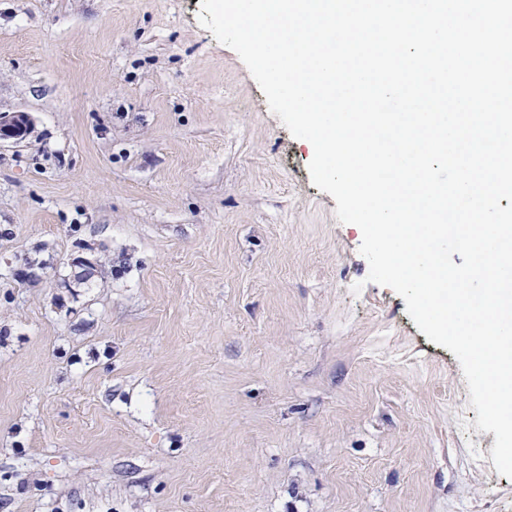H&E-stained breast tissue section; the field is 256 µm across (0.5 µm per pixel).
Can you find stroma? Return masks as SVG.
<instances>
[{"label":"stroma","mask_w":512,"mask_h":512,"mask_svg":"<svg viewBox=\"0 0 512 512\" xmlns=\"http://www.w3.org/2000/svg\"><path fill=\"white\" fill-rule=\"evenodd\" d=\"M200 3L0 0V512H512ZM31 129L32 120L27 113H0V143L22 141L31 133Z\"/></svg>","instance_id":"1"}]
</instances>
